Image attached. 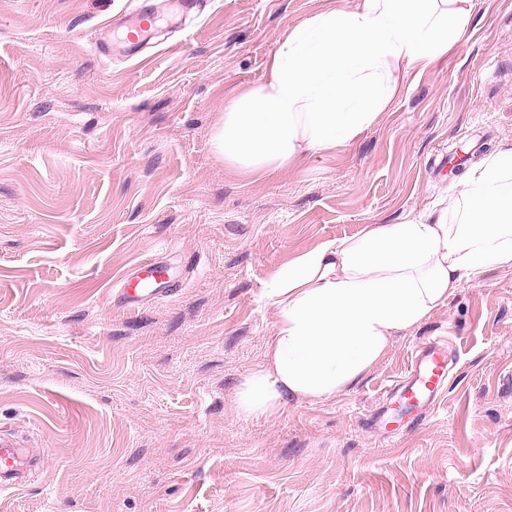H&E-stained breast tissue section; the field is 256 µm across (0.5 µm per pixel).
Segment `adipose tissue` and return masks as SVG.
<instances>
[{"label": "adipose tissue", "instance_id": "1", "mask_svg": "<svg viewBox=\"0 0 512 512\" xmlns=\"http://www.w3.org/2000/svg\"><path fill=\"white\" fill-rule=\"evenodd\" d=\"M474 9L475 0H352L312 11L286 30L263 80L225 99L215 155L264 175L351 145L406 75L460 42ZM491 267L512 269V145L476 165L437 213L368 225L278 268L266 292L273 331L238 384L236 412L273 418L288 402L352 388L398 336Z\"/></svg>", "mask_w": 512, "mask_h": 512}]
</instances>
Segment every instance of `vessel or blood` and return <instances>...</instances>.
I'll list each match as a JSON object with an SVG mask.
<instances>
[{
  "label": "vessel or blood",
  "instance_id": "obj_1",
  "mask_svg": "<svg viewBox=\"0 0 512 512\" xmlns=\"http://www.w3.org/2000/svg\"><path fill=\"white\" fill-rule=\"evenodd\" d=\"M155 22L153 15L139 14L136 26L127 36L113 42V50L128 56L137 55L146 44L145 33ZM154 283L162 285V293L166 296L177 289L176 282L169 278L167 266L158 260L149 259L141 262L133 274L124 276L120 296L127 307H134L145 301ZM448 373V343L440 338L433 339L419 354L412 357L405 376L386 389V397L421 407L425 415H432L446 391ZM26 480L19 450L10 441L0 440V488L16 487Z\"/></svg>",
  "mask_w": 512,
  "mask_h": 512
}]
</instances>
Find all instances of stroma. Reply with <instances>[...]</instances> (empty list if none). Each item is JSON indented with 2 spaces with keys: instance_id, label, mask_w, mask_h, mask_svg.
I'll return each instance as SVG.
<instances>
[{
  "instance_id": "stroma-1",
  "label": "stroma",
  "mask_w": 512,
  "mask_h": 512,
  "mask_svg": "<svg viewBox=\"0 0 512 512\" xmlns=\"http://www.w3.org/2000/svg\"><path fill=\"white\" fill-rule=\"evenodd\" d=\"M329 0H0V438L35 472L0 512H512V269L464 280L353 389L245 418L271 274L299 252L445 206L512 144V0H476L461 42L350 146L263 176L211 129L262 81L285 30ZM160 13L140 58L98 49L132 6ZM181 283L130 309L142 260ZM458 362L434 417L372 423L413 353Z\"/></svg>"
}]
</instances>
